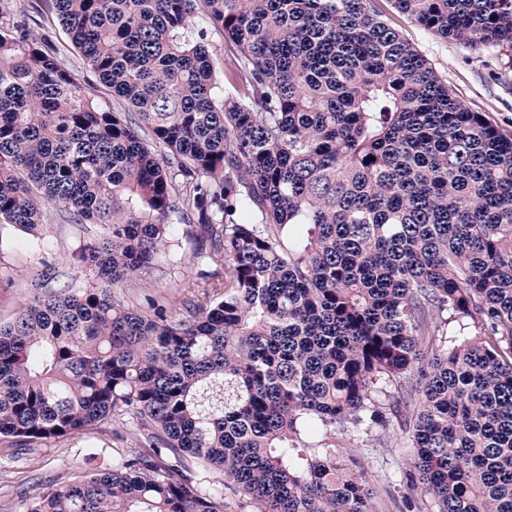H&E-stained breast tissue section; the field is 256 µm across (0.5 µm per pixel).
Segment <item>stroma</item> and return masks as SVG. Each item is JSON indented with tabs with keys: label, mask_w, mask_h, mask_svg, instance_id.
Returning <instances> with one entry per match:
<instances>
[{
	"label": "stroma",
	"mask_w": 512,
	"mask_h": 512,
	"mask_svg": "<svg viewBox=\"0 0 512 512\" xmlns=\"http://www.w3.org/2000/svg\"><path fill=\"white\" fill-rule=\"evenodd\" d=\"M23 11L37 19L36 36L49 37L60 60L82 80L93 81L83 60L59 23L51 0H16ZM382 17L434 67L448 86L473 111L483 113L504 132L512 134V50L476 52L434 37L409 16L395 9L392 0H375ZM42 249L33 237L9 224H0V320L15 317L29 298L32 282L44 262L55 265L60 281L83 286L84 276L71 262L85 236L82 226L67 223L56 208H48ZM199 245L194 229L182 225L177 237L155 265L140 277L139 285L125 286L127 302L141 303L145 295L178 299L179 286L196 272ZM409 412L399 408L390 418L387 446L374 444L359 432H339L329 438L344 462L362 471L373 491V512H435L430 499L411 491L404 474L412 458L408 448ZM122 439H115V431ZM128 416L113 417L109 426L84 431L48 445L14 448L0 441V512H27L31 497L48 485H63L77 476L112 465L115 456L135 447Z\"/></svg>",
	"instance_id": "35a3bbf8"
}]
</instances>
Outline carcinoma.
Here are the masks:
<instances>
[{
	"mask_svg": "<svg viewBox=\"0 0 512 512\" xmlns=\"http://www.w3.org/2000/svg\"><path fill=\"white\" fill-rule=\"evenodd\" d=\"M435 36L512 49V0H393ZM115 112L0 0V224H84V288L43 265L0 322V438L135 419L138 450L29 512H373L303 437L384 431L436 512H512V134L457 99L374 0H53ZM203 15L224 33L217 92ZM193 224L177 310L114 289ZM476 328L451 349L441 327ZM224 480H209L212 472Z\"/></svg>",
	"mask_w": 512,
	"mask_h": 512,
	"instance_id": "cac0c4a2",
	"label": "carcinoma"
}]
</instances>
